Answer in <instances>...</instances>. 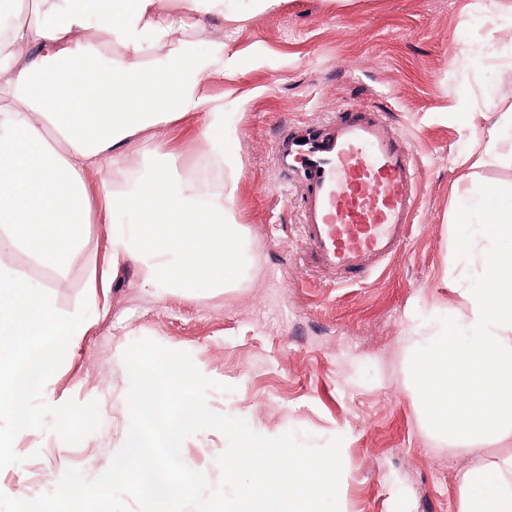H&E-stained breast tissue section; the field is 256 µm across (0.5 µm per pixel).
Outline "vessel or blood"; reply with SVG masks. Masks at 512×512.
<instances>
[{"mask_svg": "<svg viewBox=\"0 0 512 512\" xmlns=\"http://www.w3.org/2000/svg\"><path fill=\"white\" fill-rule=\"evenodd\" d=\"M277 159L297 179L316 272L357 285L401 253L418 205V170L406 135L381 113L343 109L323 135L284 130Z\"/></svg>", "mask_w": 512, "mask_h": 512, "instance_id": "obj_1", "label": "vessel or blood"}]
</instances>
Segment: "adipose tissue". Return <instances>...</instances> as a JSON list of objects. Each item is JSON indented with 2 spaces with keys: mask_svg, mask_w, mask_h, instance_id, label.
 <instances>
[{
  "mask_svg": "<svg viewBox=\"0 0 512 512\" xmlns=\"http://www.w3.org/2000/svg\"><path fill=\"white\" fill-rule=\"evenodd\" d=\"M30 21L0 14V227L14 243L61 267L90 222L89 171L133 162V138L189 114L205 121V154L216 172L233 164L227 115L206 92L212 74L234 69L224 44L192 52L181 33L224 0H31ZM117 50L99 60L90 20ZM125 189L101 181L112 257L137 267L140 287H223L243 261L245 230L226 208L234 183L175 189L167 165ZM462 512H512V460L463 471Z\"/></svg>",
  "mask_w": 512,
  "mask_h": 512,
  "instance_id": "obj_1",
  "label": "adipose tissue"
}]
</instances>
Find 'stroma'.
Returning <instances> with one entry per match:
<instances>
[{
  "label": "stroma",
  "instance_id": "1",
  "mask_svg": "<svg viewBox=\"0 0 512 512\" xmlns=\"http://www.w3.org/2000/svg\"><path fill=\"white\" fill-rule=\"evenodd\" d=\"M196 52L223 41L231 73L207 94L229 114L235 165L231 213L246 229L253 264L226 288L156 297L137 272L113 262L99 206L81 245L60 269L22 247L12 269L44 287L57 312L81 300L89 315L53 375V402L97 401L101 425L76 445L37 431L16 438L20 463L0 470V492L25 483L26 498L51 492L66 469L102 474L129 432L123 352L149 338L188 352L203 375L229 385L209 407L255 432H295L321 446L342 437L340 512H461L465 468L512 458V445L434 443L406 390L407 331L438 314L464 312L463 263L454 254L460 193L512 188V155L482 157L481 138L512 104V0H280L248 21L210 16L182 35ZM481 60L469 62L470 50ZM383 113L404 132L421 172L419 203L401 254L359 286L335 285L307 263L302 201L276 164L290 126L322 128L340 109ZM199 116L137 134L141 170L155 145L174 158L178 182L203 162ZM227 439L208 430L184 442L183 462L219 488Z\"/></svg>",
  "mask_w": 512,
  "mask_h": 512
}]
</instances>
